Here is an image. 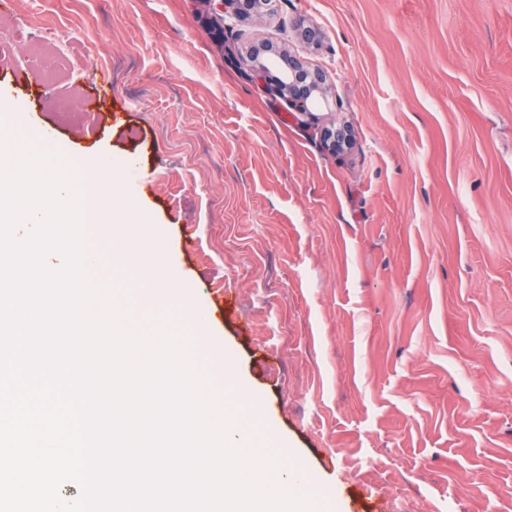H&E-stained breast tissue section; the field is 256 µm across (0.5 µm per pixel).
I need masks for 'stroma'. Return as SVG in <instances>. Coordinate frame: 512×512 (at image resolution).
I'll list each match as a JSON object with an SVG mask.
<instances>
[{
	"instance_id": "obj_1",
	"label": "stroma",
	"mask_w": 512,
	"mask_h": 512,
	"mask_svg": "<svg viewBox=\"0 0 512 512\" xmlns=\"http://www.w3.org/2000/svg\"><path fill=\"white\" fill-rule=\"evenodd\" d=\"M207 10L0 0V90L62 161L119 162L214 319L205 369L237 367L322 512H512V0H273L221 40ZM49 32L47 80L22 47ZM260 41L325 72L314 119L254 78ZM321 139L332 153L342 152L352 144L350 130L345 126H325L321 131Z\"/></svg>"
}]
</instances>
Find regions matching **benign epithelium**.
Wrapping results in <instances>:
<instances>
[{"mask_svg": "<svg viewBox=\"0 0 512 512\" xmlns=\"http://www.w3.org/2000/svg\"><path fill=\"white\" fill-rule=\"evenodd\" d=\"M217 2V10L238 22H249L261 18V5L270 0H207ZM249 57L255 63L257 79L270 82L274 91L288 101L290 107L301 117L312 118V107L326 99L329 86L323 70L311 67L288 54L284 48L276 51L268 42L254 43L249 48ZM321 139L327 150L336 153L350 148L352 137L345 126H326Z\"/></svg>", "mask_w": 512, "mask_h": 512, "instance_id": "benign-epithelium-1", "label": "benign epithelium"}]
</instances>
